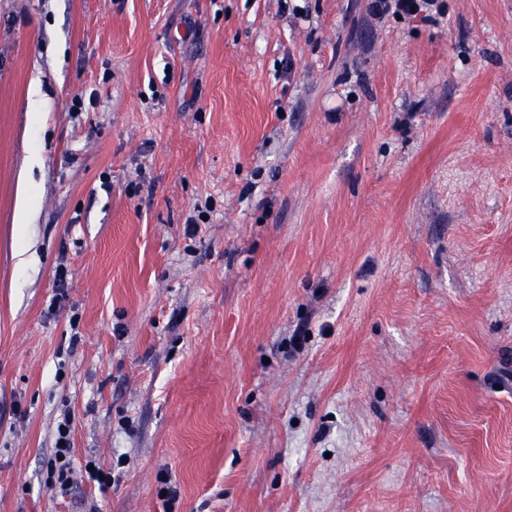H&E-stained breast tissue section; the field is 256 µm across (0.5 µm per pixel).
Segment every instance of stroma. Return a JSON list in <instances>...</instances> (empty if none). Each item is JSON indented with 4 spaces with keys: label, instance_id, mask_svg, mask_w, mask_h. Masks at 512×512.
I'll return each instance as SVG.
<instances>
[{
    "label": "stroma",
    "instance_id": "stroma-1",
    "mask_svg": "<svg viewBox=\"0 0 512 512\" xmlns=\"http://www.w3.org/2000/svg\"><path fill=\"white\" fill-rule=\"evenodd\" d=\"M369 4L0 0V512H512V0ZM394 3V13L403 14L407 16H417L421 13L426 5H433L432 1H417V0H372L370 4V11L372 15L378 16L392 9V3ZM414 9V12H411ZM72 425L73 422L70 414L64 413L62 420L57 425L54 459L51 462L54 478L51 482V488L62 499L70 495L73 488L71 478Z\"/></svg>",
    "mask_w": 512,
    "mask_h": 512
}]
</instances>
